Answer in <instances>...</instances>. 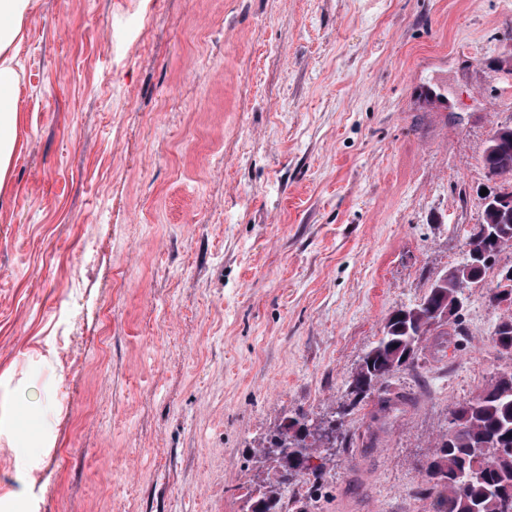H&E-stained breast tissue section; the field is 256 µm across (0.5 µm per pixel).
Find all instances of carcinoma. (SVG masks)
Segmentation results:
<instances>
[{
  "instance_id": "carcinoma-1",
  "label": "carcinoma",
  "mask_w": 512,
  "mask_h": 512,
  "mask_svg": "<svg viewBox=\"0 0 512 512\" xmlns=\"http://www.w3.org/2000/svg\"><path fill=\"white\" fill-rule=\"evenodd\" d=\"M489 173L506 183L485 198L476 241L465 244L457 267L438 278L417 304L393 312L382 336L362 358V394L350 400L354 407L367 398L375 383L403 366L414 363L417 348L433 321L444 313L459 319L460 294L456 272L468 273L472 285L484 281L486 270L498 255L512 249V126L498 127L484 153ZM484 253L480 264H471V250ZM494 306L507 303L499 313L492 341L503 355L512 357V290L489 289ZM347 408L316 418L292 417L268 432L259 443L258 462L275 464L276 477L256 474L247 489L242 512H282L281 489L302 478L317 484L326 473L329 435L344 427ZM454 430L434 444L425 469L422 495L430 499L431 512H512V366L498 371L473 399L451 411Z\"/></svg>"
}]
</instances>
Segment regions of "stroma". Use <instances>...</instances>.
<instances>
[{"mask_svg":"<svg viewBox=\"0 0 512 512\" xmlns=\"http://www.w3.org/2000/svg\"><path fill=\"white\" fill-rule=\"evenodd\" d=\"M25 35L0 512H240L259 439L338 408L386 318L461 262L501 185L482 157L512 125V0H34ZM465 296L285 505L430 512L451 409L512 365L486 287Z\"/></svg>","mask_w":512,"mask_h":512,"instance_id":"stroma-1","label":"stroma"}]
</instances>
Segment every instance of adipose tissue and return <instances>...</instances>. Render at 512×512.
I'll list each match as a JSON object with an SVG mask.
<instances>
[{
    "mask_svg": "<svg viewBox=\"0 0 512 512\" xmlns=\"http://www.w3.org/2000/svg\"><path fill=\"white\" fill-rule=\"evenodd\" d=\"M31 0H0V192H5L11 165L21 144L18 129L24 116L19 108L21 79L18 58L24 43V20Z\"/></svg>",
    "mask_w": 512,
    "mask_h": 512,
    "instance_id": "1",
    "label": "adipose tissue"
}]
</instances>
